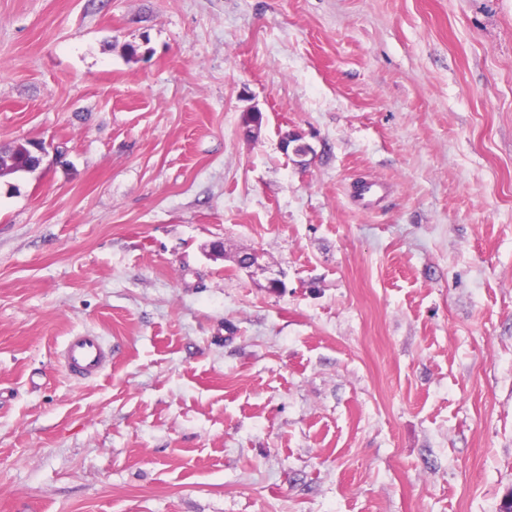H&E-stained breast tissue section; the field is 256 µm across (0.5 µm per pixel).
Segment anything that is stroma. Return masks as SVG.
Listing matches in <instances>:
<instances>
[{"mask_svg":"<svg viewBox=\"0 0 512 512\" xmlns=\"http://www.w3.org/2000/svg\"><path fill=\"white\" fill-rule=\"evenodd\" d=\"M27 139L0 512H499L512 0H0V143ZM83 332L112 347L85 381ZM109 361L110 353L102 336L91 334L69 336L60 354V364L65 371L80 379L97 377Z\"/></svg>","mask_w":512,"mask_h":512,"instance_id":"35a3bbf8","label":"stroma"}]
</instances>
